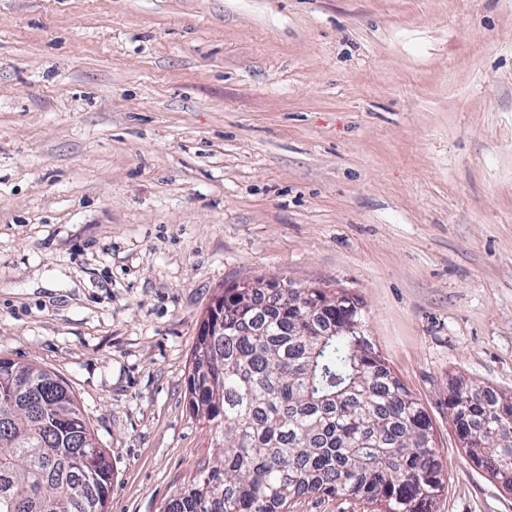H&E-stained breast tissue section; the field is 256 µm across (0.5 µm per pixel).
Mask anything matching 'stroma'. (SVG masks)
Here are the masks:
<instances>
[{
	"label": "stroma",
	"instance_id": "stroma-1",
	"mask_svg": "<svg viewBox=\"0 0 512 512\" xmlns=\"http://www.w3.org/2000/svg\"><path fill=\"white\" fill-rule=\"evenodd\" d=\"M258 278L360 300L433 512H512L448 413L512 396V0H0V357L69 385L109 512L213 461L192 351Z\"/></svg>",
	"mask_w": 512,
	"mask_h": 512
}]
</instances>
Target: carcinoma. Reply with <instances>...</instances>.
<instances>
[{
    "label": "carcinoma",
    "mask_w": 512,
    "mask_h": 512,
    "mask_svg": "<svg viewBox=\"0 0 512 512\" xmlns=\"http://www.w3.org/2000/svg\"><path fill=\"white\" fill-rule=\"evenodd\" d=\"M224 289V334L197 337L189 405L222 454L163 512H290L344 495L366 512H432L444 490L432 421L366 334L362 304L320 288ZM474 464L512 473V397L448 401ZM112 466L57 375L0 358V512H108Z\"/></svg>",
    "instance_id": "obj_1"
}]
</instances>
